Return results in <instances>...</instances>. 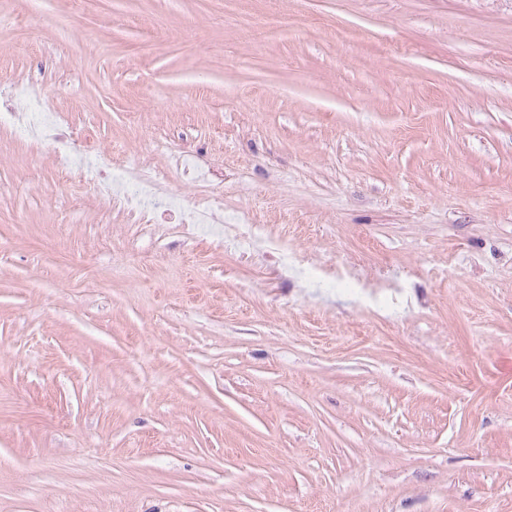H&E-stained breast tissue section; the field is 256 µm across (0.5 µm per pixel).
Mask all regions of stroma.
<instances>
[{"mask_svg": "<svg viewBox=\"0 0 512 512\" xmlns=\"http://www.w3.org/2000/svg\"><path fill=\"white\" fill-rule=\"evenodd\" d=\"M1 77L311 263L0 125V512H512V0H15ZM119 175L124 179L120 180ZM98 176L108 196L122 202L144 223L184 226L224 223V188H210L211 182L200 185L202 190L191 196L171 195L156 179L143 174L137 162L122 158L112 161L110 154L99 158ZM130 182L137 187L135 193L127 189ZM224 238L237 241L241 244L255 245L256 243L268 244L274 249L283 250V261L288 266V262H296L298 260L295 254H288V245L281 244L278 240L271 238L267 235L264 224H259L253 214L249 212L242 213L238 219L237 224H230L225 229Z\"/></svg>", "mask_w": 512, "mask_h": 512, "instance_id": "stroma-1", "label": "stroma"}]
</instances>
